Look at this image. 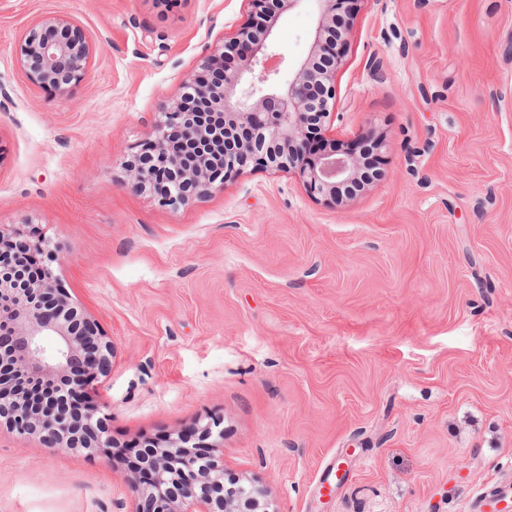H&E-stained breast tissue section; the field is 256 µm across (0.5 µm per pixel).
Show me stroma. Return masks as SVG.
<instances>
[{"instance_id": "35a3bbf8", "label": "stroma", "mask_w": 512, "mask_h": 512, "mask_svg": "<svg viewBox=\"0 0 512 512\" xmlns=\"http://www.w3.org/2000/svg\"><path fill=\"white\" fill-rule=\"evenodd\" d=\"M315 0L276 29L309 52ZM248 0H0V226L36 230L112 344L121 445L217 422L277 512H470L512 481V0H360L327 138L383 133L343 206L249 171L178 210L122 163ZM61 15L94 48L67 97L16 47ZM339 464L332 491L319 472ZM111 455L0 430V512H133Z\"/></svg>"}]
</instances>
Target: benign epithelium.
Wrapping results in <instances>:
<instances>
[{"label":"benign epithelium","instance_id":"1","mask_svg":"<svg viewBox=\"0 0 512 512\" xmlns=\"http://www.w3.org/2000/svg\"><path fill=\"white\" fill-rule=\"evenodd\" d=\"M249 2L252 21L204 61L124 161L126 185L177 209L248 170H275L297 174L311 196L341 206L336 188L361 181L365 160L354 149L322 144V129L336 102L344 53L346 30L338 19L361 0H315L310 49L294 63L276 50L273 34L302 0ZM91 58L81 28L59 16L39 19L18 46L30 79L61 96L84 79ZM34 258L52 259L45 237L0 227V424L60 452L112 448L106 406L88 394L109 364L111 345L48 266L36 272ZM212 433L206 423L141 444L148 451L127 478L135 512H276L268 491L253 482L224 484V449L206 443ZM192 448L205 453L203 462L168 489L171 459L191 460Z\"/></svg>","mask_w":512,"mask_h":512}]
</instances>
